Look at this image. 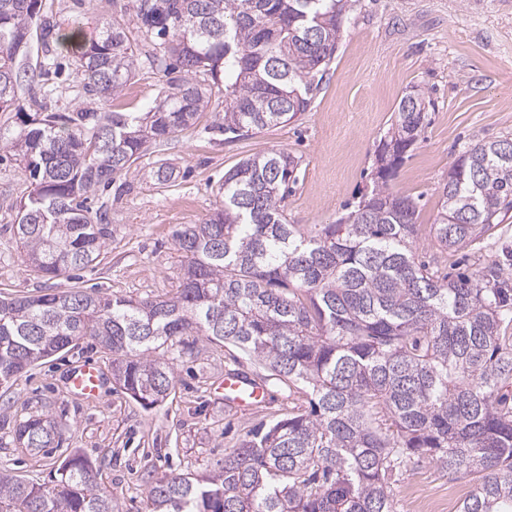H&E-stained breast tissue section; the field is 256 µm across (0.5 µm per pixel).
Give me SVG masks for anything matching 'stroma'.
<instances>
[{"mask_svg":"<svg viewBox=\"0 0 512 512\" xmlns=\"http://www.w3.org/2000/svg\"><path fill=\"white\" fill-rule=\"evenodd\" d=\"M38 21L60 31L97 32L102 18L122 20L140 50L162 53L165 39L136 26L133 0H39ZM48 83L59 112H144L170 89L164 69L139 63L119 96L105 100L81 91L76 63L56 54ZM424 91L430 123L389 182L391 192L417 203L416 222L429 230L439 190L459 153L478 139L512 136V0H350L339 49L308 112L249 138L233 140L216 127L224 87L212 88L197 123L150 145L145 156L90 197V216L110 236L93 265L47 279L28 262L16 239L19 203L32 189L15 161H0V298L35 296L71 288L126 298H156L177 287L184 259L174 233L206 222L222 206L226 171L242 159L283 149L302 159L284 205L289 223L307 228L347 214L373 186L376 148L401 97ZM172 164L175 181L159 183V163ZM420 260L445 272H471L512 264V213L486 229L478 246L442 253L421 239ZM92 363L102 373L99 402L67 390L72 370ZM256 377L259 368L239 351L191 336L173 362L168 399L143 408L112 375L111 357L83 340L0 385V471L48 480L60 460L80 450L101 472L119 512H146L145 491L165 474L217 470L255 425L288 415L302 403L284 385L270 388L262 406L238 412L224 403L226 371ZM47 413L57 421L60 446L33 454L15 448L16 417ZM396 512H415V496L448 489V477L425 461L392 486Z\"/></svg>","mask_w":512,"mask_h":512,"instance_id":"stroma-1","label":"stroma"}]
</instances>
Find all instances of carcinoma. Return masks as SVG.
<instances>
[{"label": "carcinoma", "mask_w": 512, "mask_h": 512, "mask_svg": "<svg viewBox=\"0 0 512 512\" xmlns=\"http://www.w3.org/2000/svg\"><path fill=\"white\" fill-rule=\"evenodd\" d=\"M349 0H135L139 28L172 33L165 54L191 73L227 76L217 128L235 138L309 110L336 58ZM38 0H0V112L21 125L6 148L34 181L18 243L41 273L85 268L109 236L85 202L150 142L196 123L208 89L186 79L147 112H23L19 53ZM76 58L83 89L124 90L138 50L116 19L98 35L42 26ZM424 93L399 101L376 149L377 180L352 211L305 231L283 202L301 159L273 149L224 173V205L176 231L185 258L171 296L134 300L81 288L0 300V385L80 340L112 355L115 382L143 407L173 385V351L202 336L258 361L264 382L308 407L249 431L203 477L165 475L148 512H396L391 481L421 459L472 492L460 512H512V276L489 266L456 279L416 256L415 202L388 182L427 121ZM511 137L479 140L452 163L429 229L434 247L474 245L512 211ZM12 442L59 447L58 423L16 420ZM91 460L71 452L46 482L0 471V512H119Z\"/></svg>", "instance_id": "carcinoma-1"}]
</instances>
